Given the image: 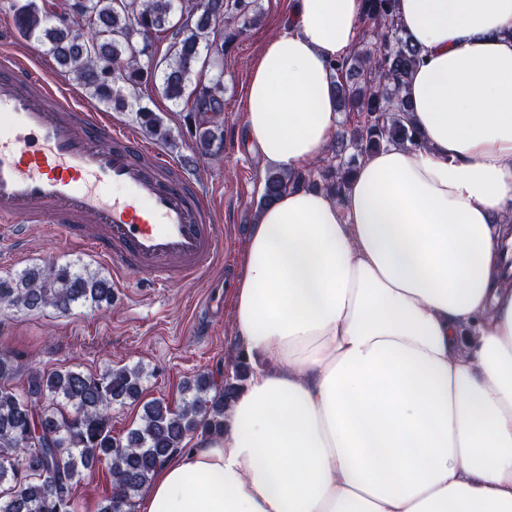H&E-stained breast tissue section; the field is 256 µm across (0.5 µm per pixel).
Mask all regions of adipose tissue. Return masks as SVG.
<instances>
[{
	"label": "adipose tissue",
	"mask_w": 512,
	"mask_h": 512,
	"mask_svg": "<svg viewBox=\"0 0 512 512\" xmlns=\"http://www.w3.org/2000/svg\"><path fill=\"white\" fill-rule=\"evenodd\" d=\"M362 12L289 0L246 90L261 161L328 154L330 65ZM397 19L421 50L418 145L370 154L342 198L258 211L231 305L258 364L145 512H512V0H398Z\"/></svg>",
	"instance_id": "1"
}]
</instances>
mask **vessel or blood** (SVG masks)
Listing matches in <instances>:
<instances>
[{
	"label": "vessel or blood",
	"instance_id": "1",
	"mask_svg": "<svg viewBox=\"0 0 512 512\" xmlns=\"http://www.w3.org/2000/svg\"><path fill=\"white\" fill-rule=\"evenodd\" d=\"M0 221L13 242L51 223L118 281L200 276L223 244L208 198L173 160L71 101L38 65L0 52Z\"/></svg>",
	"mask_w": 512,
	"mask_h": 512
}]
</instances>
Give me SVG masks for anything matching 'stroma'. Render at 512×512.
<instances>
[{"instance_id":"1","label":"stroma","mask_w":512,"mask_h":512,"mask_svg":"<svg viewBox=\"0 0 512 512\" xmlns=\"http://www.w3.org/2000/svg\"><path fill=\"white\" fill-rule=\"evenodd\" d=\"M258 18L224 53V151L200 158L182 113L143 83L144 105L170 129L172 144L162 153L180 162L210 201L217 223L224 226L220 255L208 273L174 281L163 288L126 282L112 304L102 310L79 306L71 313L0 309V352L16 356L18 371L11 381L22 389L30 369L49 373L72 369L99 374L124 365H142L148 372L139 401L112 408V433L125 436L140 423L143 403L158 399L178 407L185 380L200 371L222 373L237 342L230 326L231 287L245 274L241 250L252 229L266 167L244 138V94L250 71L264 43L276 35L288 12V0H254ZM0 31L15 37L19 51L36 50L52 82L81 105L101 111L83 85L60 72L44 46L18 35L13 15L0 10ZM75 264L108 277L111 265L66 242L51 224L32 225L23 245L0 249V276L35 265Z\"/></svg>"}]
</instances>
